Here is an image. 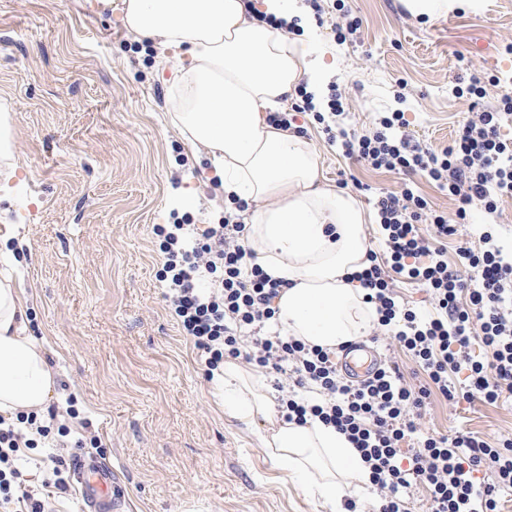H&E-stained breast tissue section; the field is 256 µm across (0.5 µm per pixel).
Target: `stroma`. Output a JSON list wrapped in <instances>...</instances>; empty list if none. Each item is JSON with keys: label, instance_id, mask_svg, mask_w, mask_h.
<instances>
[{"label": "stroma", "instance_id": "1", "mask_svg": "<svg viewBox=\"0 0 512 512\" xmlns=\"http://www.w3.org/2000/svg\"><path fill=\"white\" fill-rule=\"evenodd\" d=\"M342 5L361 20L360 42H338L305 0L295 2L305 36L336 59L322 98L335 86L344 96L342 115L306 112L296 124L320 154L324 181L356 199L383 264L373 199L400 190L403 177L354 163L326 130L362 133L401 112L410 138L448 146L474 111L469 96L455 94L458 79L512 82V0L432 18L411 13L406 0H323V12L337 15ZM121 17L122 0H0V113L13 127L12 153L0 157V186L10 189L0 222L18 227L32 333L59 384L49 404L58 429L20 451L25 486L47 512H84L75 486H49L46 460L53 451L72 458L71 442L83 438L85 458L114 465L124 512H368L372 485L333 507L276 463L266 420L244 422L225 408L223 388L203 374L164 299L156 226L211 223L223 200L204 152L171 121L165 54L135 40ZM187 169L195 205L181 212L173 202ZM480 224L512 245V195L495 213L473 208L454 236L419 228L455 265L462 249L478 246ZM72 396L77 422L65 413ZM419 423L425 433L463 428L494 444L512 434V395L452 405L435 392Z\"/></svg>", "mask_w": 512, "mask_h": 512}]
</instances>
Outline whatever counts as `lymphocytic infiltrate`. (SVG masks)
I'll return each mask as SVG.
<instances>
[{
	"instance_id": "1",
	"label": "lymphocytic infiltrate",
	"mask_w": 512,
	"mask_h": 512,
	"mask_svg": "<svg viewBox=\"0 0 512 512\" xmlns=\"http://www.w3.org/2000/svg\"><path fill=\"white\" fill-rule=\"evenodd\" d=\"M500 103V109L474 113L438 152L402 134L406 120L400 112L381 118L365 134L339 132L340 146L346 156L373 169L423 172L447 190L456 203L454 218L432 217L437 236L447 237L456 233L471 206L492 214L499 197L512 195V142L500 136L501 122L512 112V92L503 91ZM426 207L409 187L378 196L391 264L374 262L362 273L365 300L374 305L378 325L427 376V384L416 389L404 384L394 363L364 384H351L337 370L330 350L268 331L285 283L252 264L247 226L240 217L190 235L165 233L158 278L166 284L164 298L207 377L223 371L225 359L239 357L269 373L295 374L293 389L279 399V413L298 424L318 419L347 437L377 491L373 512H410L405 495L417 484L428 490L427 512H501L502 492L512 491L511 438L493 445L479 433L459 429L426 436L416 448L400 446L416 433L414 413L425 406L431 390L453 404H494L512 393V249H504L491 229L483 228L479 249L463 250L461 265H449L443 250L429 247L419 234L417 223ZM394 273L430 288L435 314L399 308L390 286ZM242 327L253 330L246 347L236 336ZM475 342L489 351L487 361L472 358L469 348ZM461 371L463 383L449 381V373ZM308 383L319 387L323 402L300 396ZM47 434L35 416L22 414L14 422L0 416V512L17 503L28 512H45L44 502L24 485L19 451L34 447L35 436Z\"/></svg>"
}]
</instances>
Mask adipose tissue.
Segmentation results:
<instances>
[{"mask_svg": "<svg viewBox=\"0 0 512 512\" xmlns=\"http://www.w3.org/2000/svg\"><path fill=\"white\" fill-rule=\"evenodd\" d=\"M288 0H123L133 34L159 40L177 60L172 115L188 142L204 147L225 197L252 202L250 245L268 276L286 281L279 321L307 343L334 348L363 335L373 318L357 275L367 265L364 215L350 195L321 185L316 147L267 121L298 84L317 93L327 66L313 41L294 42L257 14L285 15ZM16 225H0V413H41L56 394L47 351L30 333L29 297L9 247ZM220 383L237 417L270 418L249 372L225 364ZM276 460L311 478L336 503L369 471L346 437L320 422L284 423L266 440Z\"/></svg>", "mask_w": 512, "mask_h": 512, "instance_id": "ef3b65f1", "label": "adipose tissue"}]
</instances>
